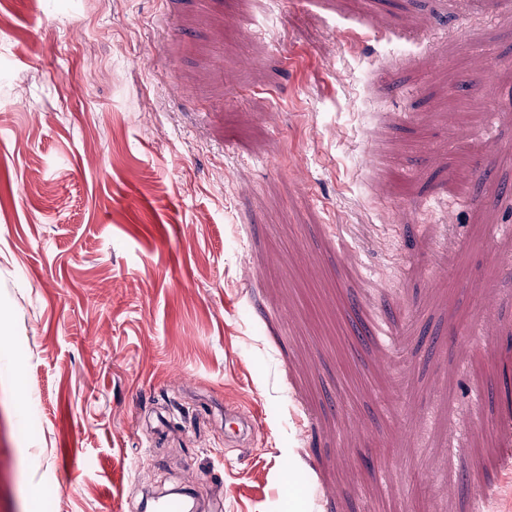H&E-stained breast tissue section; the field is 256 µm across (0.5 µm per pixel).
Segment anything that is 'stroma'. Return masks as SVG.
I'll use <instances>...</instances> for the list:
<instances>
[{"label": "stroma", "instance_id": "stroma-1", "mask_svg": "<svg viewBox=\"0 0 512 512\" xmlns=\"http://www.w3.org/2000/svg\"><path fill=\"white\" fill-rule=\"evenodd\" d=\"M511 333L512 0H0V512H496Z\"/></svg>", "mask_w": 512, "mask_h": 512}]
</instances>
